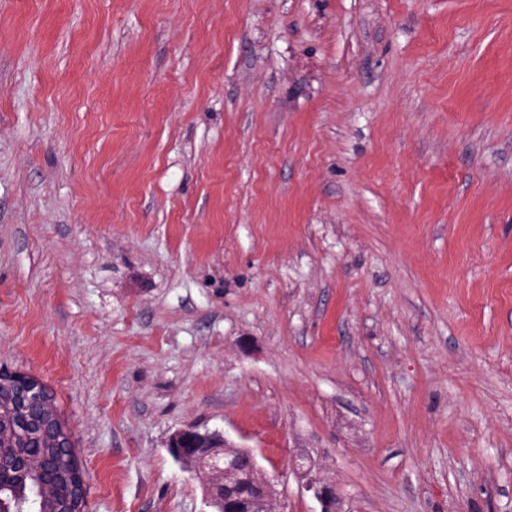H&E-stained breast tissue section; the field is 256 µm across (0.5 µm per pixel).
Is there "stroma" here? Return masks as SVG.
I'll return each mask as SVG.
<instances>
[{
    "mask_svg": "<svg viewBox=\"0 0 512 512\" xmlns=\"http://www.w3.org/2000/svg\"><path fill=\"white\" fill-rule=\"evenodd\" d=\"M0 368L88 512H512V0H0ZM173 457L190 467L201 479L210 512H272L277 491L263 476L255 456L248 448H239L219 432H200L196 426H187L176 432L169 443ZM239 456L249 459V466L241 469ZM230 482L224 483V478ZM225 486H239L251 495L228 496ZM296 465L297 469L300 471L299 474L301 478L305 480L303 485L305 490L312 492L313 497L321 506V510L318 512H338L336 487L319 476L312 474L313 467L311 460H309L308 466H305L303 463Z\"/></svg>",
    "mask_w": 512,
    "mask_h": 512,
    "instance_id": "obj_1",
    "label": "stroma"
}]
</instances>
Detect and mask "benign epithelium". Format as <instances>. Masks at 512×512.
I'll list each match as a JSON object with an SVG mask.
<instances>
[{
  "instance_id": "1",
  "label": "benign epithelium",
  "mask_w": 512,
  "mask_h": 512,
  "mask_svg": "<svg viewBox=\"0 0 512 512\" xmlns=\"http://www.w3.org/2000/svg\"><path fill=\"white\" fill-rule=\"evenodd\" d=\"M18 440H35L38 447L57 448L59 454L51 459L41 452L24 453L5 463L6 445ZM169 448L177 461L199 476L212 512H272L277 491L261 473L251 450L235 446L219 432H201L195 426L176 432ZM74 454L73 435L48 386L30 374L0 370V512H36L48 487L38 485L30 498L22 490L23 479L46 473ZM240 456L248 457V467H238ZM297 469L305 490L319 502L320 512H338L336 487L313 474L310 465L299 464ZM74 474L78 507L72 512H85L87 487L81 468Z\"/></svg>"
}]
</instances>
